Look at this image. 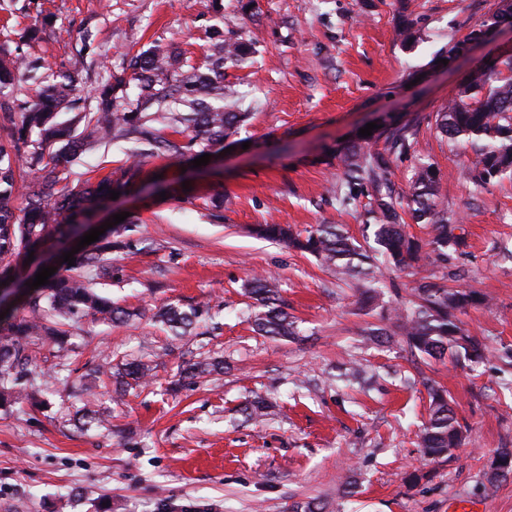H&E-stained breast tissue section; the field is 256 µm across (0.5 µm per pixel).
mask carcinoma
Masks as SVG:
<instances>
[{"mask_svg": "<svg viewBox=\"0 0 512 512\" xmlns=\"http://www.w3.org/2000/svg\"><path fill=\"white\" fill-rule=\"evenodd\" d=\"M397 36L404 44L415 38L414 21L400 12ZM251 52L242 40L222 39L211 44L202 66L183 54L154 44L127 61L125 74L109 75L89 99L77 96L78 76L90 70L97 56L89 37L76 53L72 70L43 78L33 103L18 104L20 122L11 113L0 122V281L17 275L19 263L37 253L52 237L77 231L79 224L95 210L111 203L109 191L125 195L143 183L142 159L166 157L193 159L238 134L249 113L230 112L222 102L235 95L224 84V64H236ZM30 65L24 57L0 56V86L15 80ZM138 85L130 96L129 80ZM436 133L462 148H471L478 157L472 178L490 185L512 176V55L504 57L498 71L472 85L461 87L455 96L432 115ZM383 148H377V142ZM129 142L137 160L92 180L75 172L65 173L63 163L73 162L79 152L95 145ZM418 159L407 189L399 192L392 181L393 160ZM342 166L340 188L347 198H356L367 184L375 194L366 209V247L347 235L340 224H319L303 233L282 224H260L255 233L308 253L336 270L340 280L371 293L382 276L381 267L407 271L420 266L443 270L435 282L414 287L413 299L395 309V316L410 352L423 358L455 362H477L484 348L464 334L456 313L485 302L477 292L448 285V263L453 253L465 245L456 233L460 225L438 208V179L434 164L423 154L415 124L390 122L372 135L361 137L336 155ZM31 179L25 194L23 216L15 215L12 198L20 165ZM416 223L429 224L430 239L422 243L405 230V215ZM131 226L117 224L99 240L74 254L72 266H65L49 277V283L29 293L24 304L27 314L19 319H0V409L21 399H33L50 388L37 371L30 346L39 340L61 344L68 331L63 326L90 318L102 323H123L141 312L127 310L95 292L98 281H112V249L122 243ZM255 300L253 328L261 336L293 339L297 326L286 310L278 281L271 276L255 277L246 286ZM203 309L187 310L170 305L154 314L173 335L183 336L202 316ZM224 361L211 357L180 370L179 377L197 379L218 373ZM151 367L131 360L116 367L99 364L82 376L85 396L84 425L100 424L97 410L90 408L100 376L114 374L116 391L146 383ZM429 417L420 434L423 458L448 456L465 440L445 391L428 387ZM266 398L256 396L243 407L250 420L269 415ZM499 478L512 477V448H500Z\"/></svg>", "mask_w": 512, "mask_h": 512, "instance_id": "cac0c4a2", "label": "carcinoma"}]
</instances>
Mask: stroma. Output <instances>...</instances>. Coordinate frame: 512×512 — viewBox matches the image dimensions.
Returning a JSON list of instances; mask_svg holds the SVG:
<instances>
[{
	"instance_id": "obj_1",
	"label": "stroma",
	"mask_w": 512,
	"mask_h": 512,
	"mask_svg": "<svg viewBox=\"0 0 512 512\" xmlns=\"http://www.w3.org/2000/svg\"><path fill=\"white\" fill-rule=\"evenodd\" d=\"M416 40L396 36L399 3ZM497 0H0V52L39 64L31 80L0 91V102L36 98L37 83L65 69L84 37L102 51L89 71L91 93L127 54L151 43L173 45L201 61L211 31L252 43L253 57L224 69L249 118L234 151L183 168L148 158L143 181L161 175L164 194L128 195L98 211L96 223L128 213L126 247L113 250L112 284L103 295L146 317L109 326L82 320L66 350L36 345L54 393L47 408L0 414V512H512V479L491 481L497 449L512 448V180L479 186L467 178L472 151L453 148L427 118L448 102L477 46L456 67L431 68L435 53L464 37ZM44 30L43 39L22 41ZM393 113L418 123L437 169L438 204L462 224L463 253L450 270L457 286L485 295L459 313L483 338V363L411 356L391 314L433 267L384 270L382 305H364L314 256L256 236L260 224L302 230L341 224L363 234L364 207L342 205L340 143ZM130 160L126 145L86 150L73 171L97 177ZM223 196L224 205L210 200ZM281 284L297 338L255 335L247 317L251 278ZM210 309L190 335L171 336L151 315L167 304ZM371 327L393 341H367ZM219 354L225 371L166 387L182 362ZM139 358L154 370L147 385L120 396L101 392L106 421L84 432L72 420L85 366ZM454 399L465 443L447 460L422 463L418 434L428 419L425 381ZM272 401L270 416L245 420L248 397ZM419 482H409L414 469Z\"/></svg>"
}]
</instances>
